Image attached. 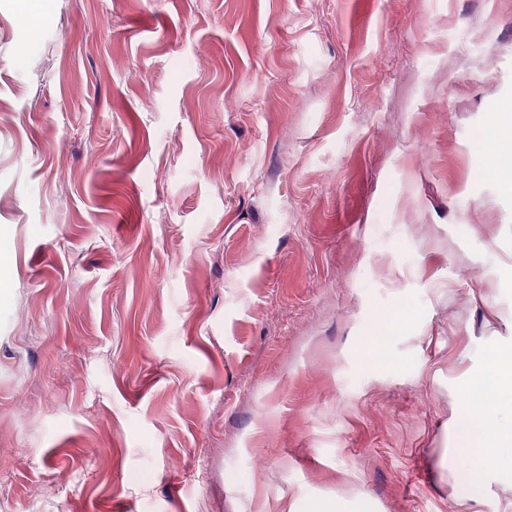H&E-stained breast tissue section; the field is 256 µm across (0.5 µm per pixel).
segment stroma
Wrapping results in <instances>:
<instances>
[{"label":"stroma","instance_id":"obj_1","mask_svg":"<svg viewBox=\"0 0 512 512\" xmlns=\"http://www.w3.org/2000/svg\"><path fill=\"white\" fill-rule=\"evenodd\" d=\"M512 0H0V512H512ZM503 360H491L498 369L497 378L477 374L468 382L471 398L462 410L465 429L459 436L473 453V468L461 486L464 500L478 501L480 481L489 471L499 472L512 484V427L501 426L495 418L505 400L512 404V370L506 385L500 372Z\"/></svg>","mask_w":512,"mask_h":512}]
</instances>
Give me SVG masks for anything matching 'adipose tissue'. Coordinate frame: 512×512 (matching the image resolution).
Here are the masks:
<instances>
[{
  "instance_id": "ef3b65f1",
  "label": "adipose tissue",
  "mask_w": 512,
  "mask_h": 512,
  "mask_svg": "<svg viewBox=\"0 0 512 512\" xmlns=\"http://www.w3.org/2000/svg\"><path fill=\"white\" fill-rule=\"evenodd\" d=\"M468 390L471 398L462 410L465 428L460 437L473 454V467L462 487L465 499L474 501L480 481L489 471L512 482V427L501 426L495 418L504 402H512V384L477 374L470 377Z\"/></svg>"
}]
</instances>
